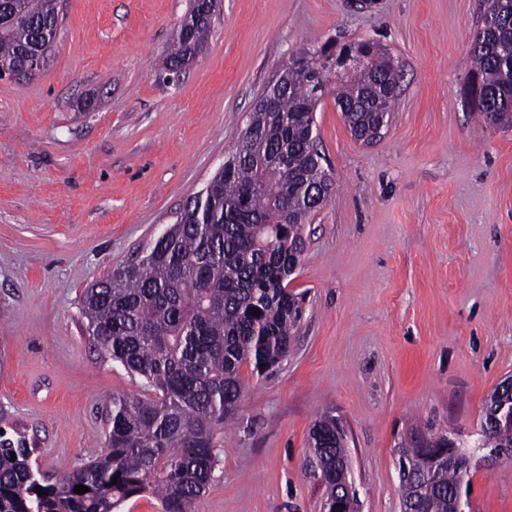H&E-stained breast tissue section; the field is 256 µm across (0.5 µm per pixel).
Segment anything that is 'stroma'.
Returning <instances> with one entry per match:
<instances>
[{"instance_id": "stroma-1", "label": "stroma", "mask_w": 512, "mask_h": 512, "mask_svg": "<svg viewBox=\"0 0 512 512\" xmlns=\"http://www.w3.org/2000/svg\"><path fill=\"white\" fill-rule=\"evenodd\" d=\"M191 0H63L32 81H0V428L55 481L106 449L112 399L144 381L86 329V288L146 255L223 166L301 48L376 41L400 75L383 136L356 141L333 93L315 132L334 182L291 290L288 358L242 367L195 512H321L305 473L321 416L349 437L361 512H400L397 448L464 432L512 376V129L464 99L486 0H219L204 49L165 59ZM470 512H512V462L473 472Z\"/></svg>"}]
</instances>
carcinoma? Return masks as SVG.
Listing matches in <instances>:
<instances>
[{"label":"carcinoma","mask_w":512,"mask_h":512,"mask_svg":"<svg viewBox=\"0 0 512 512\" xmlns=\"http://www.w3.org/2000/svg\"><path fill=\"white\" fill-rule=\"evenodd\" d=\"M61 0H0V65L27 78L40 53L42 29L55 24ZM181 24L170 66L189 63L204 47L212 15ZM469 80L480 87L467 105L480 121L512 128V0H487L473 35ZM273 104L249 113L237 141L200 194L139 262L112 271L87 289L82 313L105 354L141 377L150 398H112L106 452L53 483L31 466L25 436L0 430V512H118L145 493L163 512H193L218 462L217 427L235 416L243 365L273 371L291 350L303 313L302 294L288 289L295 257L305 251L304 224L319 209L310 188L325 176L314 134V112L325 95L314 73L288 61ZM393 58L375 52L334 87L336 103L360 133L389 118L398 96ZM259 315H253V312ZM336 417L324 415L309 434L307 469L324 486V512H358L357 492L336 481L345 457ZM512 447L509 428L489 427L479 441ZM403 452L416 471L403 483L414 512H451L455 489L470 485V469L446 452ZM117 482H112V479ZM89 488L75 493V486Z\"/></svg>","instance_id":"1"}]
</instances>
